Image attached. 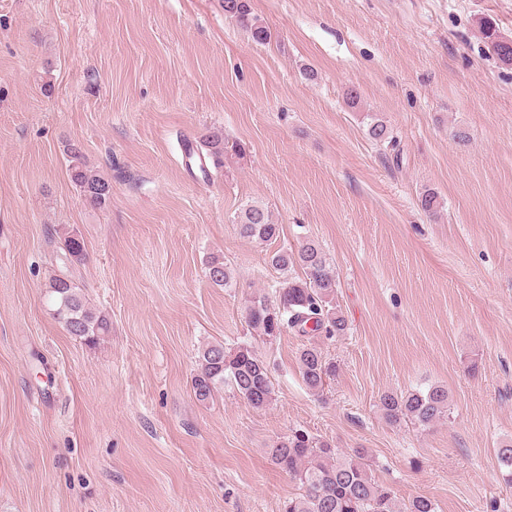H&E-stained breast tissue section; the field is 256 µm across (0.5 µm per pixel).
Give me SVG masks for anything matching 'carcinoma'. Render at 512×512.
Returning <instances> with one entry per match:
<instances>
[{"label": "carcinoma", "mask_w": 512, "mask_h": 512, "mask_svg": "<svg viewBox=\"0 0 512 512\" xmlns=\"http://www.w3.org/2000/svg\"><path fill=\"white\" fill-rule=\"evenodd\" d=\"M224 14L249 29L252 38L264 42L268 32L251 16L248 0H224ZM489 52L502 62L512 61V40L497 34L493 25L481 23ZM369 137L381 144L394 146L387 125L371 118ZM203 147L217 166L224 163L228 147L224 139L212 135L202 140ZM70 177L90 205L106 206L111 198L109 180L89 170L81 148L70 144ZM241 237L258 243H268L280 236V225L273 223L262 206L248 205L239 215ZM66 259L80 263L85 259V245L75 233L63 236ZM269 262L285 274L278 289V301L272 305L258 296L247 308L248 326L259 336L274 338L292 331L309 337L299 351L300 374L307 388L315 394L324 392L328 380L335 376L336 363L327 359L315 338L332 339L345 335L348 321L336 304V277L322 249L312 240L296 248L274 251ZM301 270V275L292 272ZM207 276L216 286L231 283L232 273L220 258L213 256L207 264ZM50 299L56 305V315L69 335L93 341L109 330L106 316L89 307L75 284L66 277L55 276L48 284ZM230 384L236 394L250 407L263 409L273 399V387L265 361L248 344L226 348L217 343L206 346L198 357L197 371L192 378L194 396L199 402L213 398L218 388ZM378 405L386 423L397 427L410 422L422 429L433 426L450 413L448 390L430 386L407 393L385 391ZM271 461L295 480L301 489L299 496L288 499L284 512H437L433 500L416 496L398 505L391 493L377 484L369 473L368 464L360 452L342 454L326 441L315 440L304 432H294L269 449ZM497 459L502 480L512 486V442L498 448Z\"/></svg>", "instance_id": "obj_1"}]
</instances>
